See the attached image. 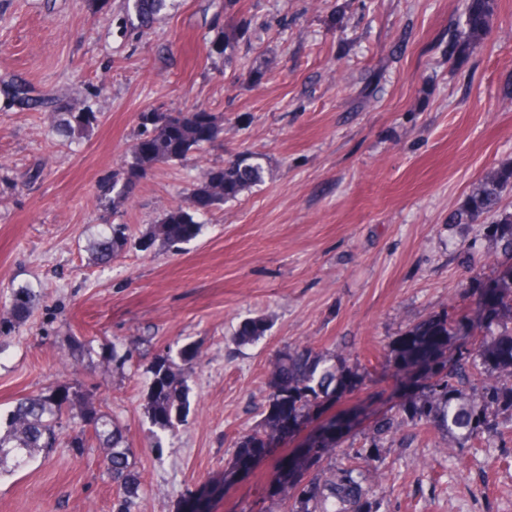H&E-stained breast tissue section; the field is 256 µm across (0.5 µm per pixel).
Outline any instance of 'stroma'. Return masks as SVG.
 I'll return each instance as SVG.
<instances>
[{"mask_svg": "<svg viewBox=\"0 0 512 512\" xmlns=\"http://www.w3.org/2000/svg\"><path fill=\"white\" fill-rule=\"evenodd\" d=\"M488 37L452 48L461 0H172L145 32L122 31L121 0H0V85L25 84L92 127L53 132L44 111L0 92V303L30 289L28 320L0 337V414L66 383L124 426L142 482L134 512H284L269 493L279 462L318 421L231 480L234 441L259 422L268 363L307 344L377 359L366 390L325 405L357 416L320 468L343 467L374 422L417 396L386 362L409 326L473 304L464 288L497 274L482 232L449 223L471 185L512 157V0ZM234 41L211 50L222 34ZM200 107L224 119V151L160 163L119 213L98 186L121 172L139 114ZM262 155V183L208 216L173 250L140 242L189 196L216 156ZM127 227L109 265L89 243ZM267 320L254 344L232 340ZM139 339L124 369L107 342ZM87 344L72 355L74 342ZM194 345L188 403L175 435L154 442L151 373ZM512 441L483 452L405 426L366 470L381 512H512ZM98 447L59 445L0 476V512H112ZM266 319L263 317L251 318L240 324L235 332L234 339L238 344H247L257 341L264 335Z\"/></svg>", "mask_w": 512, "mask_h": 512, "instance_id": "obj_1", "label": "stroma"}]
</instances>
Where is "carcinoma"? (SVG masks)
Wrapping results in <instances>:
<instances>
[{"mask_svg":"<svg viewBox=\"0 0 512 512\" xmlns=\"http://www.w3.org/2000/svg\"><path fill=\"white\" fill-rule=\"evenodd\" d=\"M168 0H123L127 19L135 18L147 27L167 7ZM497 8L496 0H464V34L468 44L481 42L489 33ZM156 111L140 113L142 133L152 135L146 151L130 150V159L122 176L100 190L101 204L117 212L129 199L136 178L160 162L184 160L204 147L224 143V120L202 109L166 113L167 122L154 121ZM48 119L58 132L87 128L97 121L94 112H71L56 106ZM262 157L252 156L231 162H216L206 170L203 180L192 194L188 207H174L163 212L158 224L146 235L143 248L156 241L174 247L196 238L201 232L199 217L235 200L244 191L263 181ZM512 192V159L488 170L472 185L462 203L448 215L450 224L477 226L495 244L502 260L500 272L487 286L476 282L463 289L473 299L476 317H450L441 313L410 326L395 341L389 362L394 377L405 375L420 364L432 367L427 390L405 401L397 415L386 414L375 421L370 443L352 455L354 459L375 458L383 443L393 440L402 425L431 426L448 435L460 447H480L486 436L512 432V212L505 195ZM123 224H109L91 245L93 258L109 262L127 245ZM36 298L26 288L14 294L6 315L0 317V335L25 323ZM482 329L483 339L474 354L460 356L453 364L443 360L448 340L453 336H470ZM266 319L251 318L240 324L234 339L239 344L257 341L264 335ZM112 363L122 369L133 359L138 342L109 345ZM368 367L349 363L343 355H326L310 346L289 347L271 362L267 378V405L255 429L239 435L234 443L231 469L224 477L250 471L263 448H272L300 427L322 402L352 393L366 384ZM469 387V398L461 397ZM187 383L183 370L167 361L153 371L147 414L156 433L174 431L186 404ZM508 414V422L490 419L491 413ZM71 413L80 420L82 430L71 440L76 450L94 441L105 449V462L112 475L116 493L112 512H133L139 497L141 480L135 468L133 452L122 426L101 413L93 404V395L79 385L66 384L48 392L21 397L9 411L0 429V475L27 465L36 454L55 447L63 435L62 416ZM342 427V414L332 417L325 427L320 448L307 462L318 466L323 453L336 449V432ZM302 465L284 461L282 474L271 494L287 502V512H379L356 469L344 468L329 476L318 473L307 477Z\"/></svg>","mask_w":512,"mask_h":512,"instance_id":"1","label":"carcinoma"}]
</instances>
